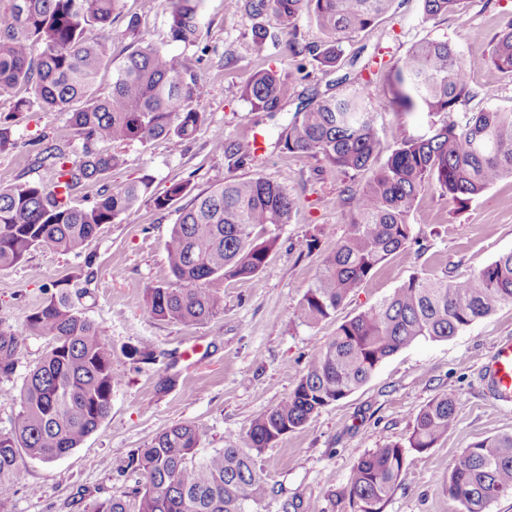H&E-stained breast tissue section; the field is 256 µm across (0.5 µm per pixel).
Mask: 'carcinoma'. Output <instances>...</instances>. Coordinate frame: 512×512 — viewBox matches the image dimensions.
<instances>
[{"label": "carcinoma", "mask_w": 512, "mask_h": 512, "mask_svg": "<svg viewBox=\"0 0 512 512\" xmlns=\"http://www.w3.org/2000/svg\"><path fill=\"white\" fill-rule=\"evenodd\" d=\"M0 18V90L24 86L42 105L66 114L53 132L58 142L79 140L82 155L72 159L50 144L33 163H50L60 181L52 187L20 182L0 184V269L20 263L35 250L76 252L104 224L134 213L149 181L101 190L90 206L71 204L89 181H100L125 163L115 147L146 145L164 138L176 146L195 136L205 121L197 103L205 94L199 75L164 47L136 46L122 60L110 54L112 21L121 0H6ZM394 0H234L251 18L271 15L291 34L305 13L328 35L321 48L288 40L293 57H316L336 67L342 44L370 30ZM431 19L460 10L463 0H421ZM171 43L197 42L201 0H164ZM101 31L90 41L86 32ZM269 32L252 28L255 54L268 50ZM493 65L512 73V23L491 52ZM112 67V90H95L101 69ZM392 102L400 115L424 114L426 127L396 138L378 164L370 84H347L332 95L300 101L292 120L278 134L288 153L319 158L346 175L370 171L361 187L346 186L336 203L348 208L351 223L336 247L321 260L315 283L294 311L306 325L333 316L344 300L380 264L413 241L409 215L418 196L435 190L459 208L492 185L512 178V110L464 112L473 96L465 55L448 40L413 45L387 71ZM294 93L291 74L263 68L243 86L251 111L274 115ZM215 150L239 167L251 151L218 141ZM189 192L177 184L154 198L158 209ZM295 199L262 175L226 181L197 193L173 224L166 242L170 279L143 289L148 312L156 319L203 324L222 310L220 288L230 280L259 281L266 268L274 229L291 221ZM26 316L22 329H0V378L11 377L20 361L26 333L48 338V347L29 370L21 410L11 429L0 431V512L15 492L19 461L56 460L80 447L107 416L121 370L112 363L99 326L78 309L67 284ZM512 305V250L499 254L465 278L413 276L379 303L337 326L311 358L305 374L286 398L257 417L245 435L208 455L200 454L207 436L194 423L175 424L129 457L128 467L142 476L132 492L95 499L86 512H249L266 493L257 467L262 450L301 428L314 414L366 383L381 363L421 339L443 340ZM135 363L153 359L145 344L127 349ZM457 404L443 394L416 415L408 447L425 451L448 436ZM407 476L405 446L386 444L354 466L349 494L361 512H381ZM448 494L465 512H486L497 498L512 494V435L485 437L454 457L446 478Z\"/></svg>", "instance_id": "carcinoma-1"}]
</instances>
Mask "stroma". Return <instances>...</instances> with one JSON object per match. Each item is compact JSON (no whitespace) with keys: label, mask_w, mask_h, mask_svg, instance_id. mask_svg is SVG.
Returning <instances> with one entry per match:
<instances>
[{"label":"stroma","mask_w":512,"mask_h":512,"mask_svg":"<svg viewBox=\"0 0 512 512\" xmlns=\"http://www.w3.org/2000/svg\"><path fill=\"white\" fill-rule=\"evenodd\" d=\"M196 45L167 42L162 0H124L112 24L114 55L140 42L168 45L192 67L207 88L199 109L206 121L196 136L179 146L156 139L125 147V165L108 182L149 179L151 196L123 221L102 225L81 254L36 250L14 267L0 269V329H21L26 316L52 285L68 281L77 307L102 330L115 366L124 372L112 390L107 417L79 448L53 462L23 458L9 512H83L85 501L134 488L140 476L127 466L130 453L145 447L165 428L192 422L206 429L205 450L224 447L252 421L288 395L313 354L337 326L378 303L415 275L451 272L468 276L499 253L512 250V179L491 186L467 208L448 197L422 193L410 216L414 240L386 262L327 321L307 326L293 312L316 279L323 254L343 235L350 214L336 199L344 187L340 174L318 158L274 148L281 127L299 101L332 92L337 81L368 77L372 57L398 58L423 39L450 40L461 48L479 45L466 56L475 93L467 111L512 109V73L497 70L491 50L512 22V0H464L461 13L422 18L421 0H396L392 10L368 32L343 44L336 69L312 56L290 58L286 34L273 17L263 23L274 36L266 59L251 49L253 22L232 0H201ZM262 66L292 73L295 95L282 112L251 111L241 87ZM375 125L382 154H389L401 132L400 118L383 76L373 77ZM15 149L0 153V183L16 180L50 184L54 173L33 165L30 144L49 134L64 116L40 107L15 115ZM260 140L254 160L231 165L214 150L215 141ZM260 174L283 185L297 202L290 223L280 226L259 282L233 280L220 290L223 311L207 323L183 326L151 317L143 302L147 285L166 281L165 244L189 195L159 210L154 197L176 183L191 193L226 180ZM319 246L308 251L306 239ZM512 336V307H505L445 340H419L384 361L362 387L315 414L301 428L263 449L258 465L272 491L257 512H359L349 495L350 475L368 451L406 443L416 414L430 400L451 395L458 417L448 436L424 452L407 450L408 477L398 485L383 512H463L444 479L453 457L471 443L512 434V406L493 404L484 393L483 369L496 344ZM146 344L149 363L125 355L128 346ZM47 340L29 336L15 373L0 379V430L10 429L21 405L29 369L41 358Z\"/></svg>","instance_id":"1"}]
</instances>
